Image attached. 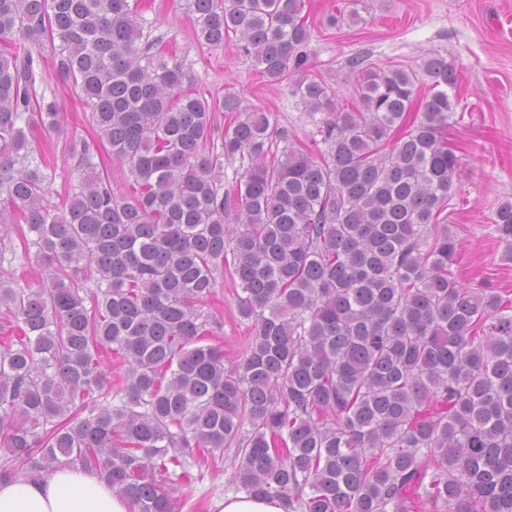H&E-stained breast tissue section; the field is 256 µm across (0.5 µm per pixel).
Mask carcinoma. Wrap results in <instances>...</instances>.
Instances as JSON below:
<instances>
[{"mask_svg": "<svg viewBox=\"0 0 512 512\" xmlns=\"http://www.w3.org/2000/svg\"><path fill=\"white\" fill-rule=\"evenodd\" d=\"M198 37L231 40L318 127L271 159V114L196 96L130 0H0V482L61 466L99 474L130 512H179L187 459L234 450L232 485L293 512H512V300L462 287L438 223L461 162L445 132L454 66L408 120L415 74L357 55L360 106L309 77L305 0H187ZM129 167L117 193L80 141L78 184L45 197L27 132H57L42 56ZM236 112L221 149L215 113ZM248 158L224 193V161ZM512 261V202L491 218ZM36 248L46 283L4 270ZM254 320L224 365L202 310L215 274ZM121 357L123 383L103 358Z\"/></svg>", "mask_w": 512, "mask_h": 512, "instance_id": "obj_1", "label": "carcinoma"}]
</instances>
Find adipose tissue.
Returning <instances> with one entry per match:
<instances>
[{
  "instance_id": "1",
  "label": "adipose tissue",
  "mask_w": 512,
  "mask_h": 512,
  "mask_svg": "<svg viewBox=\"0 0 512 512\" xmlns=\"http://www.w3.org/2000/svg\"><path fill=\"white\" fill-rule=\"evenodd\" d=\"M0 512H129V502L96 473L64 466L0 483Z\"/></svg>"
}]
</instances>
